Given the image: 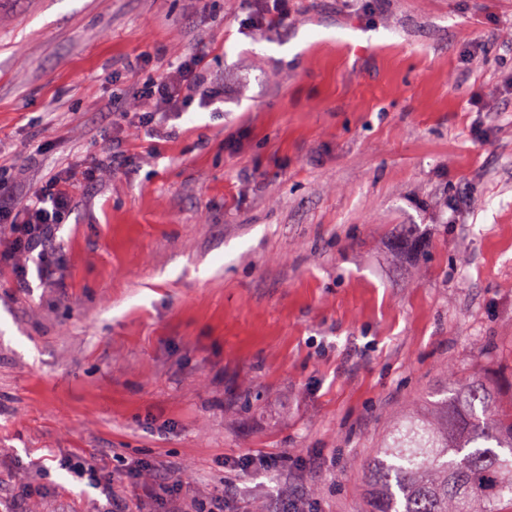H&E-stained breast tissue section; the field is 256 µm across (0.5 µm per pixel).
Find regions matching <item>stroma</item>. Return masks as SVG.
Wrapping results in <instances>:
<instances>
[{"label": "stroma", "mask_w": 512, "mask_h": 512, "mask_svg": "<svg viewBox=\"0 0 512 512\" xmlns=\"http://www.w3.org/2000/svg\"><path fill=\"white\" fill-rule=\"evenodd\" d=\"M0 0V206L121 151L0 266V507L365 512L448 370L512 401V0ZM202 52L224 100L113 113ZM86 462L114 483L76 480ZM253 25L260 28L282 26L288 21V0H259Z\"/></svg>", "instance_id": "1"}]
</instances>
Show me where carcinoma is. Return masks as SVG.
Instances as JSON below:
<instances>
[{"label":"carcinoma","mask_w":512,"mask_h":512,"mask_svg":"<svg viewBox=\"0 0 512 512\" xmlns=\"http://www.w3.org/2000/svg\"><path fill=\"white\" fill-rule=\"evenodd\" d=\"M436 415H410L366 467L368 512H512V404L486 378L431 393Z\"/></svg>","instance_id":"1"}]
</instances>
